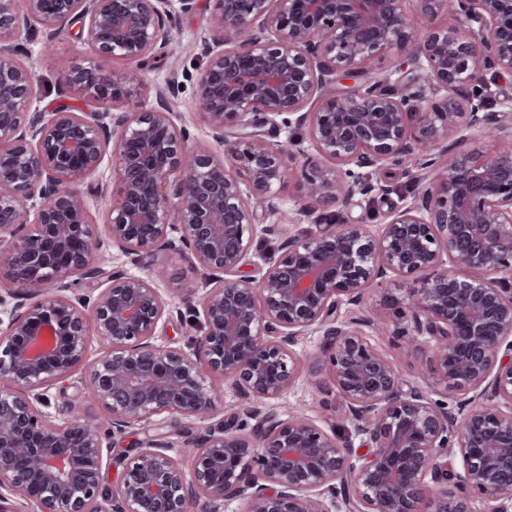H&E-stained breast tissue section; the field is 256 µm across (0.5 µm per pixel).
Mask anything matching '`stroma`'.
Segmentation results:
<instances>
[{"label": "stroma", "instance_id": "stroma-1", "mask_svg": "<svg viewBox=\"0 0 512 512\" xmlns=\"http://www.w3.org/2000/svg\"><path fill=\"white\" fill-rule=\"evenodd\" d=\"M216 0H195L191 11H181L178 0L171 5V18L167 23L170 44L164 56L150 61L145 67L146 82L124 95L119 101L109 104V112H138L155 106L156 90L168 80H176L178 93L173 98L176 122L190 135V146L197 149L216 150L217 145L207 122L195 101V78L203 61L204 43L212 41L216 34ZM13 44L20 47V62L32 66L38 78L37 96L32 103L36 112H51L65 107L78 112L98 111L94 97L84 91L68 88L63 81L67 72L88 66L93 55L90 48L78 40L74 30L59 32L51 45H44L41 28L32 25L27 31L13 37ZM419 168L414 157L401 163L372 170L375 182L390 186V195H378L374 200L355 196L344 204H336L337 218L350 224L376 226L386 222L393 207L415 205L417 198L412 178ZM107 182L105 197L95 196L93 189L98 182ZM80 188L86 192L91 221L98 235H105V210L118 197L120 185L112 179V162L104 160L99 170L85 176ZM164 267L167 278L165 287L198 291L202 288L201 270L178 252H164L145 258L142 269ZM407 280L389 277L366 288L360 304H342L336 318L349 322L355 318L372 315L392 324L410 320L407 305ZM372 344L393 364L397 374L409 385L426 390L434 399L456 405L457 390L451 388L431 362L426 345L406 347L389 336H375ZM323 338L315 332L306 333L296 340L294 349L298 355V372L292 386L280 399L263 405L262 411L284 418L296 409L305 410L325 429L338 426L345 412V403L331 378L327 361L322 351ZM216 423L215 418L175 419L158 426L146 422H134L121 435L112 439L114 449L127 447L136 439H147L154 435L167 436L175 445V452L182 464H189L193 453L191 442L207 433Z\"/></svg>", "mask_w": 512, "mask_h": 512}]
</instances>
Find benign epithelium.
Segmentation results:
<instances>
[{
    "instance_id": "1",
    "label": "benign epithelium",
    "mask_w": 512,
    "mask_h": 512,
    "mask_svg": "<svg viewBox=\"0 0 512 512\" xmlns=\"http://www.w3.org/2000/svg\"><path fill=\"white\" fill-rule=\"evenodd\" d=\"M171 0H0V512H208L242 498L248 512H488L512 509V148L452 152L448 133L512 137L491 122L476 92L512 74V0H415L434 17L451 10L469 30L437 27L394 72L421 71L409 93L382 91L365 77L378 56L415 39L408 0H216L217 35L203 47L196 101L224 156L193 152L173 119L175 86L141 112L30 111L33 72L4 45L39 23L46 42L78 27L91 66L67 86L102 105L140 84V63L165 47ZM446 93L439 105L428 94ZM307 127L306 141L274 144L251 130L277 117ZM427 158L419 203L367 224H324L288 237L258 280L243 267L257 254L258 211L280 210L288 162L307 163L300 192L312 211L369 187L354 169L407 156ZM111 157L122 186L106 211L107 240L93 230L81 176ZM249 180H239V170ZM109 246L137 266L182 252L209 280L187 297L200 335L187 347L156 344L169 304L161 273L118 270L95 295L77 294L103 275ZM389 276L408 289L411 323L394 334L430 344L444 379L469 398L453 412L405 384L367 337L370 318L340 323L336 311ZM322 333L352 438L302 413L264 416L245 432L236 416L194 445L191 469L163 437L116 454L104 485L103 449L132 421L213 416L224 382L266 403L288 390L295 339ZM108 350L88 359L89 336ZM81 376L85 399L103 406V430L75 406L57 419L47 392ZM459 468L448 467L451 451Z\"/></svg>"
}]
</instances>
